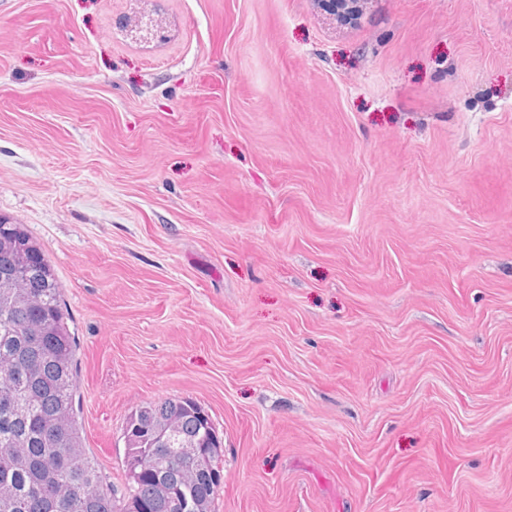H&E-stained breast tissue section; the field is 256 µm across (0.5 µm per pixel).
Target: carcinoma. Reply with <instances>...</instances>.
I'll list each match as a JSON object with an SVG mask.
<instances>
[{"label": "carcinoma", "mask_w": 512, "mask_h": 512, "mask_svg": "<svg viewBox=\"0 0 512 512\" xmlns=\"http://www.w3.org/2000/svg\"><path fill=\"white\" fill-rule=\"evenodd\" d=\"M75 356L50 260L0 218V512H213L221 449L202 406L169 397L131 413L119 491L83 444Z\"/></svg>", "instance_id": "obj_1"}]
</instances>
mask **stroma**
Returning <instances> with one entry per match:
<instances>
[{"label":"stroma","instance_id":"35a3bbf8","mask_svg":"<svg viewBox=\"0 0 512 512\" xmlns=\"http://www.w3.org/2000/svg\"><path fill=\"white\" fill-rule=\"evenodd\" d=\"M0 217L113 486L190 397L214 512H512V0H0ZM120 17L121 16L117 17L116 25L122 27L121 31H123L127 36L130 35L136 40L139 38L140 40L152 41L158 34L152 17L141 18L132 26H130V21Z\"/></svg>","mask_w":512,"mask_h":512}]
</instances>
